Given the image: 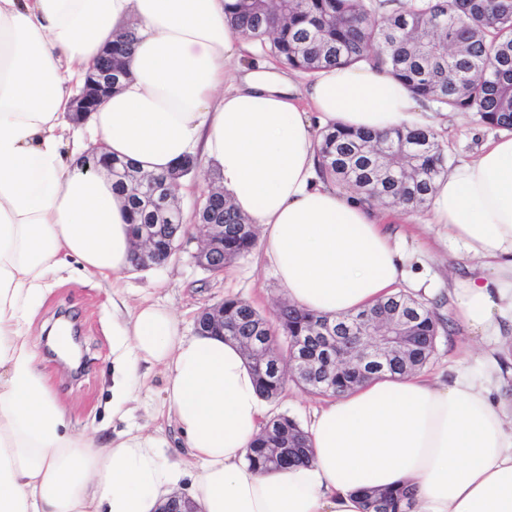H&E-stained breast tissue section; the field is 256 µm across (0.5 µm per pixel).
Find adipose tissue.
I'll return each instance as SVG.
<instances>
[{"instance_id":"obj_1","label":"adipose tissue","mask_w":512,"mask_h":512,"mask_svg":"<svg viewBox=\"0 0 512 512\" xmlns=\"http://www.w3.org/2000/svg\"><path fill=\"white\" fill-rule=\"evenodd\" d=\"M136 26L131 77L88 119L100 150L159 173L203 153L237 211L259 225L264 261L290 303L343 317L405 280L370 203L318 172L316 125L424 127L425 107L366 64L304 86L245 50L224 0H0V512H158L189 480L199 512H362L369 489L409 488L414 512H512V412L460 374L370 380L315 410L314 459L261 472L246 450L263 399L240 348L184 335L165 305L129 306L130 214L104 172L81 164L72 81ZM432 221L476 264L450 293L479 336L512 332V133L440 178ZM112 292V413L126 418L140 366L166 373L164 407L185 440L77 435L31 334L68 262Z\"/></svg>"}]
</instances>
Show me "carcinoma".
<instances>
[{
	"label": "carcinoma",
	"mask_w": 512,
	"mask_h": 512,
	"mask_svg": "<svg viewBox=\"0 0 512 512\" xmlns=\"http://www.w3.org/2000/svg\"><path fill=\"white\" fill-rule=\"evenodd\" d=\"M393 0H231L225 11L232 30L249 42L268 48L291 69L315 74L325 68L368 63L391 73L419 100L435 102L456 112H470L480 123L512 130V0H409L391 9ZM137 40L130 28L112 41V72L129 74V60ZM317 154L323 177L348 185L373 203L405 204L422 208L429 202L437 179L447 172L444 146L427 127H399L389 132L328 126L318 135ZM112 189L130 210L132 235L154 237L153 260L137 269L159 266L179 250L177 190L171 173L144 174L124 160L112 158ZM224 225L218 254L190 260L214 273L250 252L256 227L237 213L226 196L207 193L197 213L202 224ZM417 310L412 324L416 345L382 370H369L340 360L336 351H349L354 321L388 319L397 309ZM447 322L436 305L398 290L343 319H331L279 305L274 319L239 298L224 299V340L248 351L249 338L284 343L315 369L297 384L311 393L335 396L368 379L404 375L421 370L434 354L436 340ZM315 336H335L338 349L313 344ZM261 394L278 397L288 378L247 355ZM313 453L301 425L286 415L269 420L251 444L246 459L259 471H275L308 464ZM364 512H412L407 493L397 489L368 490Z\"/></svg>",
	"instance_id": "carcinoma-1"
}]
</instances>
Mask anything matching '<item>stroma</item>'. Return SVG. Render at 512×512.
I'll return each instance as SVG.
<instances>
[{
  "label": "stroma",
  "mask_w": 512,
  "mask_h": 512,
  "mask_svg": "<svg viewBox=\"0 0 512 512\" xmlns=\"http://www.w3.org/2000/svg\"><path fill=\"white\" fill-rule=\"evenodd\" d=\"M436 131L446 146L447 165L451 168L473 157L481 146L499 135L497 129L479 124L472 114L451 111L443 114ZM216 178L214 164L202 159L195 174L183 181L179 205L186 230L180 239L181 253L174 255L168 265L126 272L122 280L129 304H138L145 297L161 302L175 313L188 336L195 332L198 313L225 297L242 298L267 317L273 316L285 300L282 286L258 250L235 260L220 275L190 263L189 253L197 251L200 245L193 227L195 205ZM429 217V210L423 208L409 211L406 220L385 225L391 236L402 241L408 255L409 279L403 282V289L413 292L414 280H426L432 286L427 301L440 302V314L452 321L451 330L438 337L435 354L425 372L432 377H448L465 371L479 378L489 368L485 353L496 347L497 341L473 336L457 321L448 290L466 275L472 261L459 247L448 244L441 226L430 223ZM64 313L75 317L86 357L83 369L77 374L61 365L42 341ZM32 334L40 339L42 364L54 380L56 395L66 407L74 430L115 437L148 421L168 440L170 447H182L181 436L161 413L165 383L161 368H139L136 380L139 409L124 420L113 417L112 306L107 303L103 289L82 280L73 269L63 270L52 280L38 308ZM322 402V397L292 383L278 399L271 401L267 415L272 418L285 414L305 425Z\"/></svg>",
  "instance_id": "stroma-1"
}]
</instances>
